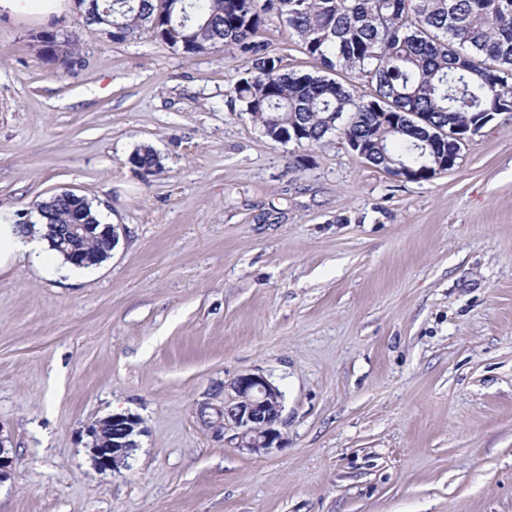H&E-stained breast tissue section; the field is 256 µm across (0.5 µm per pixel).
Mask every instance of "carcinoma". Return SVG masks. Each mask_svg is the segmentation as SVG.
<instances>
[{
    "label": "carcinoma",
    "instance_id": "obj_1",
    "mask_svg": "<svg viewBox=\"0 0 512 512\" xmlns=\"http://www.w3.org/2000/svg\"><path fill=\"white\" fill-rule=\"evenodd\" d=\"M112 14V41L147 29L185 55L224 47L249 67L225 93L234 112L264 136L297 146L341 137L366 162L397 180L411 171L428 181L452 169L455 135L479 132L512 112V0H95L86 23ZM284 18L318 71L289 70L259 39L265 17ZM42 52L71 67L75 43L50 34ZM492 65H483V60ZM356 72L370 94L331 77ZM141 174L163 169L160 154L141 145L128 157ZM37 221L54 225L50 247L65 225H95L73 247L106 259L103 224L85 197L54 194L37 203Z\"/></svg>",
    "mask_w": 512,
    "mask_h": 512
}]
</instances>
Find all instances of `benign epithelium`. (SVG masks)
Returning <instances> with one entry per match:
<instances>
[{
  "label": "benign epithelium",
  "instance_id": "1",
  "mask_svg": "<svg viewBox=\"0 0 512 512\" xmlns=\"http://www.w3.org/2000/svg\"><path fill=\"white\" fill-rule=\"evenodd\" d=\"M283 394L260 372L239 374L224 389L208 394L197 409L200 424L224 445L248 455L261 456L285 446L280 425ZM112 444L91 442L89 454L95 469L116 471L128 467L139 447L141 419L132 413L112 415ZM14 459L0 439V483L9 479Z\"/></svg>",
  "mask_w": 512,
  "mask_h": 512
}]
</instances>
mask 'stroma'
<instances>
[{"label":"stroma","mask_w":512,"mask_h":512,"mask_svg":"<svg viewBox=\"0 0 512 512\" xmlns=\"http://www.w3.org/2000/svg\"><path fill=\"white\" fill-rule=\"evenodd\" d=\"M261 35L314 70L282 17ZM246 67L0 19V209L67 188L121 227L97 266L0 269V512H512V112L405 183L334 135L264 137L226 103ZM143 144L159 174L129 164ZM254 371L285 394L262 456L196 415ZM120 412L145 433L98 472L86 429ZM43 49L42 52L50 57L52 60H60L63 64H66L71 70L72 66L76 65L74 61L75 43L71 40L59 41L57 36L50 34L44 40H42Z\"/></svg>","instance_id":"obj_1"}]
</instances>
